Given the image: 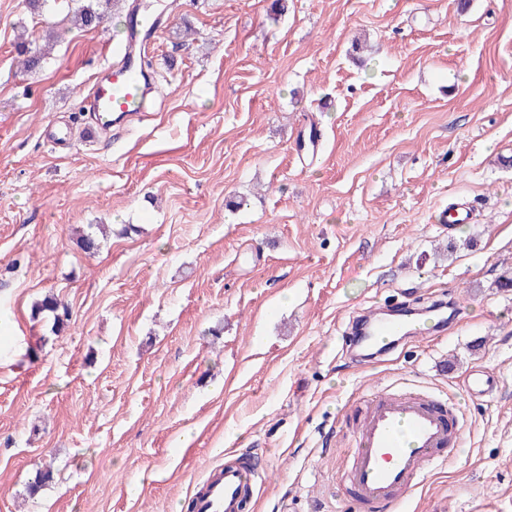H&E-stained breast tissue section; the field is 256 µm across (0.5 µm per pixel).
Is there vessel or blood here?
Here are the masks:
<instances>
[{"label": "vessel or blood", "instance_id": "1", "mask_svg": "<svg viewBox=\"0 0 512 512\" xmlns=\"http://www.w3.org/2000/svg\"><path fill=\"white\" fill-rule=\"evenodd\" d=\"M151 92L124 47L118 61L94 83L83 108L93 127L108 129L114 118L144 111ZM472 220L465 204L445 207L435 215L436 223L443 225ZM404 328L400 321L367 320L360 326L361 336L349 337L348 343L358 347L367 341L383 347ZM462 433L448 403L428 399L417 388L373 393L346 473L357 505L372 512H400L403 492L413 489L432 465L450 459ZM257 480L256 470L244 458L212 469L194 488V512H242Z\"/></svg>", "mask_w": 512, "mask_h": 512}]
</instances>
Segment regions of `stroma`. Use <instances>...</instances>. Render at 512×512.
I'll return each instance as SVG.
<instances>
[{"mask_svg":"<svg viewBox=\"0 0 512 512\" xmlns=\"http://www.w3.org/2000/svg\"><path fill=\"white\" fill-rule=\"evenodd\" d=\"M140 2L154 107L92 134L81 96L124 0L96 28L56 17L28 71L17 36L47 21L0 0V512H174L237 457L262 476L246 512H358L346 451L401 381L464 427L402 512H512V0ZM457 202L475 221L436 224ZM90 224L110 229L93 255ZM47 294L63 331L31 317ZM436 304L468 316L343 347L358 311ZM476 367L493 395L467 393ZM53 31L49 30L46 35V43L44 45L38 44L35 47L30 46V43L22 45L19 57H23L19 62L26 70H31L40 66L52 50L50 41L53 39ZM33 314L35 317L40 314L51 315L54 324L59 328L64 327L68 319L67 308L54 295H45L41 300L36 301L33 306Z\"/></svg>","mask_w":512,"mask_h":512,"instance_id":"stroma-1","label":"stroma"}]
</instances>
